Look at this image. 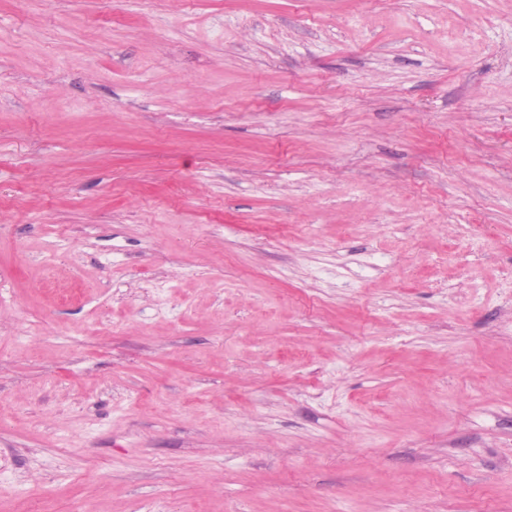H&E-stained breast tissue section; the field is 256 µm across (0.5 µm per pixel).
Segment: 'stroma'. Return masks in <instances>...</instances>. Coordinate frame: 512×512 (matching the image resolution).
<instances>
[{
  "mask_svg": "<svg viewBox=\"0 0 512 512\" xmlns=\"http://www.w3.org/2000/svg\"><path fill=\"white\" fill-rule=\"evenodd\" d=\"M0 512H512V0H0Z\"/></svg>",
  "mask_w": 512,
  "mask_h": 512,
  "instance_id": "stroma-1",
  "label": "stroma"
}]
</instances>
